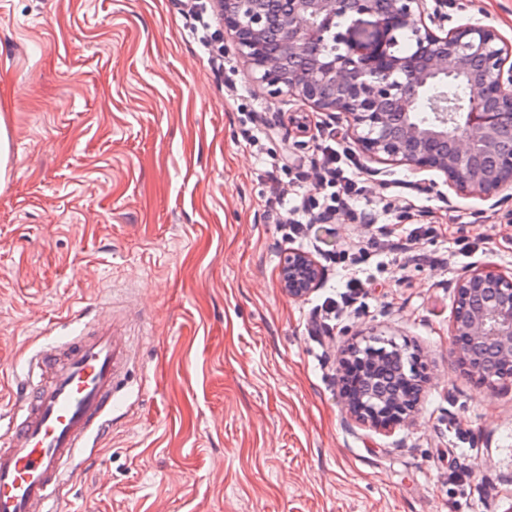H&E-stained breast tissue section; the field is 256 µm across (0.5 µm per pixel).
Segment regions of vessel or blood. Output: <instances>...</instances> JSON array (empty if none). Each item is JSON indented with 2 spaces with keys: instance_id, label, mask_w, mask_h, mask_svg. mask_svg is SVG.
Here are the masks:
<instances>
[{
  "instance_id": "vessel-or-blood-1",
  "label": "vessel or blood",
  "mask_w": 512,
  "mask_h": 512,
  "mask_svg": "<svg viewBox=\"0 0 512 512\" xmlns=\"http://www.w3.org/2000/svg\"><path fill=\"white\" fill-rule=\"evenodd\" d=\"M63 322L69 334L28 358L0 432V512H60L67 473L123 412L135 348L122 323L95 307Z\"/></svg>"
}]
</instances>
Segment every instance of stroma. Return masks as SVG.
<instances>
[{"label":"stroma","instance_id":"1","mask_svg":"<svg viewBox=\"0 0 512 512\" xmlns=\"http://www.w3.org/2000/svg\"><path fill=\"white\" fill-rule=\"evenodd\" d=\"M448 13L512 41V0ZM221 45L216 67L181 0H0V420L57 321L111 303L137 345L128 415L74 471L66 512H512V388L467 375L450 336L456 281L512 271V201L404 165L370 173L339 121L372 221L282 241L270 163L295 157L282 205L300 203L327 122L266 97ZM329 247L356 259L289 298L288 250ZM354 280L369 286L322 317ZM379 335L429 374L390 431L348 421L336 386L341 351Z\"/></svg>","mask_w":512,"mask_h":512}]
</instances>
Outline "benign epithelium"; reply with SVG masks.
<instances>
[{
  "mask_svg": "<svg viewBox=\"0 0 512 512\" xmlns=\"http://www.w3.org/2000/svg\"><path fill=\"white\" fill-rule=\"evenodd\" d=\"M447 0H217L230 38L266 95L288 97L334 120L370 162L437 171L456 194L497 207L512 197V45L483 20L450 29ZM371 18L372 29L338 30L343 18ZM410 36L409 50H397ZM462 78L460 112L447 94L431 102L434 120L414 119L425 88ZM325 269L290 250L279 272L288 297L320 288ZM452 353L475 378L512 385V274L473 270L455 286ZM406 372L387 386L378 348L352 345L336 362L345 413L389 431L407 423L427 377L418 354L392 343Z\"/></svg>",
  "mask_w": 512,
  "mask_h": 512,
  "instance_id": "1",
  "label": "benign epithelium"
}]
</instances>
